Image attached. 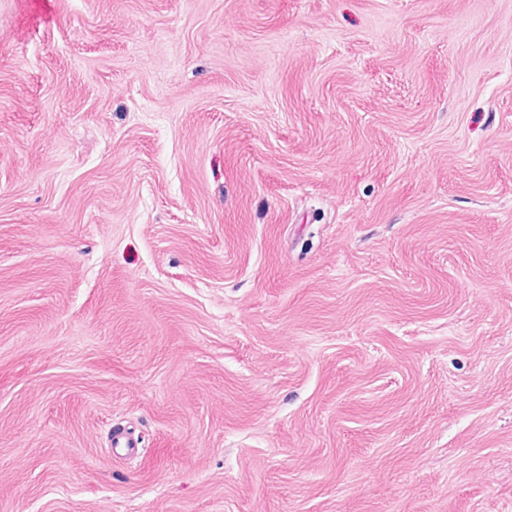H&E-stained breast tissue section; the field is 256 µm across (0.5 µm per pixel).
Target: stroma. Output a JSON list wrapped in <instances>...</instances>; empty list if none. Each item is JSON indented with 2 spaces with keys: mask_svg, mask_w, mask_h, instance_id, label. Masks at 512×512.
<instances>
[{
  "mask_svg": "<svg viewBox=\"0 0 512 512\" xmlns=\"http://www.w3.org/2000/svg\"><path fill=\"white\" fill-rule=\"evenodd\" d=\"M0 512H512V0H0Z\"/></svg>",
  "mask_w": 512,
  "mask_h": 512,
  "instance_id": "stroma-1",
  "label": "stroma"
}]
</instances>
